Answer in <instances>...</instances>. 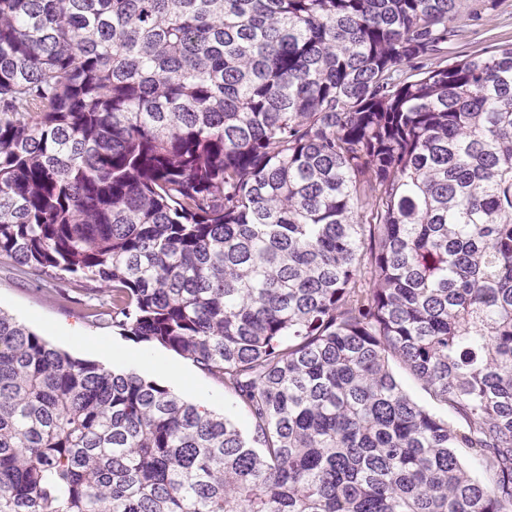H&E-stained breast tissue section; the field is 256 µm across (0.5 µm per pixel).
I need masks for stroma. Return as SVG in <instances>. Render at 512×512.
Instances as JSON below:
<instances>
[{"instance_id":"1","label":"stroma","mask_w":512,"mask_h":512,"mask_svg":"<svg viewBox=\"0 0 512 512\" xmlns=\"http://www.w3.org/2000/svg\"><path fill=\"white\" fill-rule=\"evenodd\" d=\"M455 24L459 38L454 49L460 54H472L498 43L512 42V0H462ZM71 291L69 302L55 301L52 289ZM87 297L76 289L74 280L67 275H46L33 279L11 273L0 266V309L13 315L31 330L45 337L71 356L110 365L108 353L99 348L101 340L122 349H137L149 355L168 360L180 366L192 380V387L176 386L177 394L224 414L242 429H249L250 420L233 396L225 392L221 383L202 374L192 361L159 345L134 342L120 336L111 325L94 324L81 316Z\"/></svg>"}]
</instances>
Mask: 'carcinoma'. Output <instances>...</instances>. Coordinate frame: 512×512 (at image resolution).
<instances>
[{
    "label": "carcinoma",
    "mask_w": 512,
    "mask_h": 512,
    "mask_svg": "<svg viewBox=\"0 0 512 512\" xmlns=\"http://www.w3.org/2000/svg\"><path fill=\"white\" fill-rule=\"evenodd\" d=\"M458 2L0 0V263L252 424L0 310V512H512V44ZM455 18L460 36L453 51L461 55L512 42V0H463Z\"/></svg>",
    "instance_id": "obj_1"
}]
</instances>
